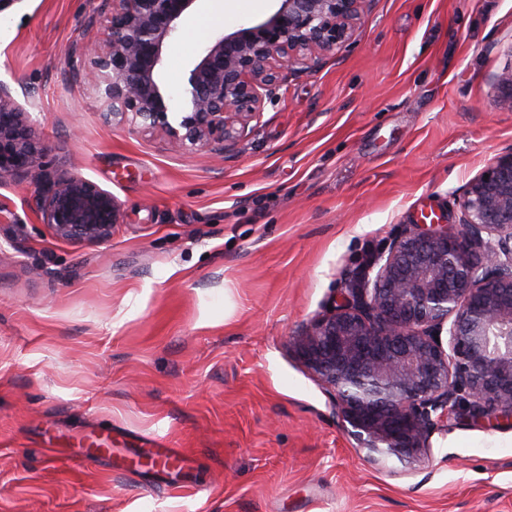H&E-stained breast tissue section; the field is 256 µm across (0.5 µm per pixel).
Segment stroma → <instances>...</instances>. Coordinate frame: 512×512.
<instances>
[{
  "mask_svg": "<svg viewBox=\"0 0 512 512\" xmlns=\"http://www.w3.org/2000/svg\"><path fill=\"white\" fill-rule=\"evenodd\" d=\"M108 0H10L0 82L51 176L122 221L77 245L0 186V512H512V423L461 420L413 463L367 459L288 349L407 224H452L512 149L496 106L512 0H372L245 139L191 151L104 125L85 52ZM169 44L179 92L206 40ZM161 438L183 456L132 463ZM113 448L91 459L92 448Z\"/></svg>",
  "mask_w": 512,
  "mask_h": 512,
  "instance_id": "obj_1",
  "label": "stroma"
}]
</instances>
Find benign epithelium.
I'll list each match as a JSON object with an SVG mask.
<instances>
[{"label": "benign epithelium", "mask_w": 512, "mask_h": 512, "mask_svg": "<svg viewBox=\"0 0 512 512\" xmlns=\"http://www.w3.org/2000/svg\"><path fill=\"white\" fill-rule=\"evenodd\" d=\"M110 2L106 47L86 45L104 123L227 150L278 98L284 70L350 45L371 0H278L264 20L214 36L188 71L181 109L161 67L196 0ZM498 85L497 107L512 112V66ZM43 167L29 113L0 83V181L37 185L56 237L109 238L121 218L112 193L82 177L49 179ZM458 210L456 224L405 225L373 260L375 278L344 283L289 339L370 460L415 461L453 418L512 420V150L472 180ZM444 332L448 341L435 340Z\"/></svg>", "instance_id": "obj_1"}]
</instances>
